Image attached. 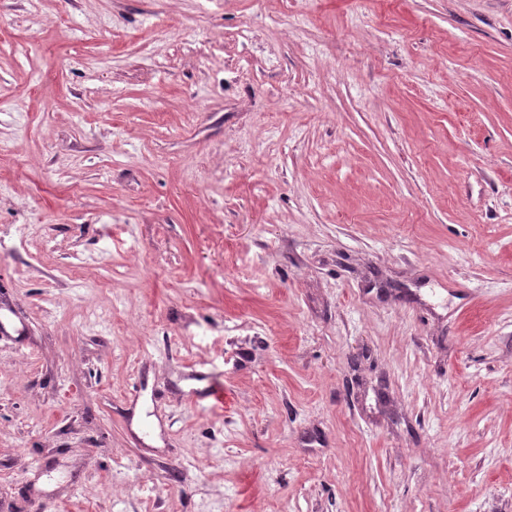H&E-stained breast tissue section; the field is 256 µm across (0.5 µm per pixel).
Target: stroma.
Instances as JSON below:
<instances>
[{"mask_svg": "<svg viewBox=\"0 0 512 512\" xmlns=\"http://www.w3.org/2000/svg\"><path fill=\"white\" fill-rule=\"evenodd\" d=\"M0 304V512H512V0H0Z\"/></svg>", "mask_w": 512, "mask_h": 512, "instance_id": "stroma-1", "label": "stroma"}]
</instances>
